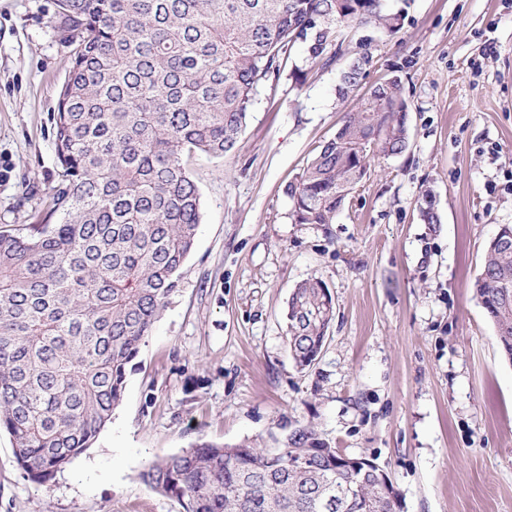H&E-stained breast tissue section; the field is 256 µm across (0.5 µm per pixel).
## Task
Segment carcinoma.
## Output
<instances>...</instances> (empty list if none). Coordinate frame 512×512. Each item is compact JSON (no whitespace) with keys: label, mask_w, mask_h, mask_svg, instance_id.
<instances>
[{"label":"carcinoma","mask_w":512,"mask_h":512,"mask_svg":"<svg viewBox=\"0 0 512 512\" xmlns=\"http://www.w3.org/2000/svg\"><path fill=\"white\" fill-rule=\"evenodd\" d=\"M77 42L54 116L58 185L41 224L0 227V431L44 485L96 440L192 252L200 192L184 158L235 148L260 85L301 46L319 62L338 28L400 15L382 0H58ZM369 63L354 57L341 98ZM408 105L398 77L372 85L295 184L293 224H332L372 159L404 152ZM491 239L474 292L512 360V225ZM295 365L315 364L334 318L323 281L287 306ZM313 430L281 448L198 439L140 473L184 512H401L379 468L342 462ZM355 498L336 509V493Z\"/></svg>","instance_id":"cac0c4a2"}]
</instances>
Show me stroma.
I'll return each instance as SVG.
<instances>
[{
  "mask_svg": "<svg viewBox=\"0 0 512 512\" xmlns=\"http://www.w3.org/2000/svg\"><path fill=\"white\" fill-rule=\"evenodd\" d=\"M398 29H343L259 87L235 149L197 154L195 247L91 448L45 485L0 432V512H182L147 463L205 438L275 448L315 431L374 460L402 512H512V363L472 285L512 225V0H383ZM57 0H0V226L35 223L58 182L53 115L71 65ZM370 59L347 98L348 62ZM304 70L296 83V70ZM398 76L409 146L372 161L334 223L295 224L286 193L366 88ZM431 195L437 223L421 217ZM322 279L320 357L288 355L295 286Z\"/></svg>",
  "mask_w": 512,
  "mask_h": 512,
  "instance_id": "35a3bbf8",
  "label": "stroma"
}]
</instances>
